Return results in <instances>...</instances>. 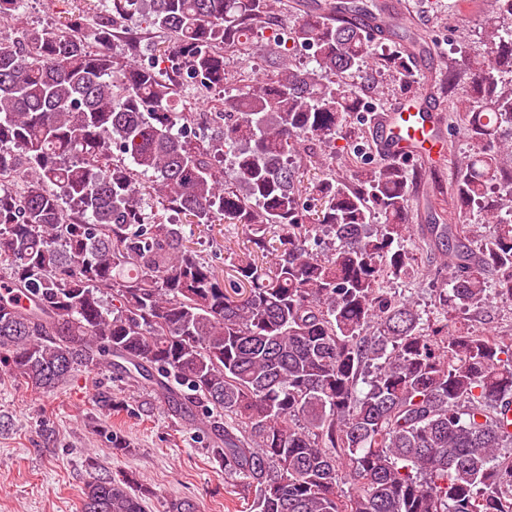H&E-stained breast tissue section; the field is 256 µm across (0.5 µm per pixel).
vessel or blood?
<instances>
[{
  "instance_id": "1",
  "label": "vessel or blood",
  "mask_w": 512,
  "mask_h": 512,
  "mask_svg": "<svg viewBox=\"0 0 512 512\" xmlns=\"http://www.w3.org/2000/svg\"><path fill=\"white\" fill-rule=\"evenodd\" d=\"M435 110V104L421 89L413 100L397 102L381 113L377 118L381 152L393 157L411 154L430 159L444 155L446 143L431 118Z\"/></svg>"
}]
</instances>
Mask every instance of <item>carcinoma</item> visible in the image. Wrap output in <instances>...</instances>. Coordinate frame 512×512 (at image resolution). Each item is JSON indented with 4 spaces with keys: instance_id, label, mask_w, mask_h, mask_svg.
<instances>
[{
    "instance_id": "carcinoma-1",
    "label": "carcinoma",
    "mask_w": 512,
    "mask_h": 512,
    "mask_svg": "<svg viewBox=\"0 0 512 512\" xmlns=\"http://www.w3.org/2000/svg\"><path fill=\"white\" fill-rule=\"evenodd\" d=\"M104 2L99 48L76 26L0 38V375L49 394L113 369L201 413L212 458L254 492L249 512H512V338L426 325L383 290L436 244L426 273L448 272L444 310L482 304L492 281L512 303V0H488L482 51L428 82L462 91L472 149L449 182L454 223L426 225L414 248L423 168L336 170L352 117L372 124L347 82L373 59L365 28L329 0L290 26L282 0ZM24 6L0 0V22ZM153 31L168 45L146 65ZM116 40L124 52L102 48ZM423 49L414 34L376 62L410 93ZM260 51L265 77L189 111V92L224 88L226 55ZM475 209L491 224L477 247ZM170 212L245 225L247 252L219 275ZM81 512L145 509L101 473Z\"/></svg>"
}]
</instances>
